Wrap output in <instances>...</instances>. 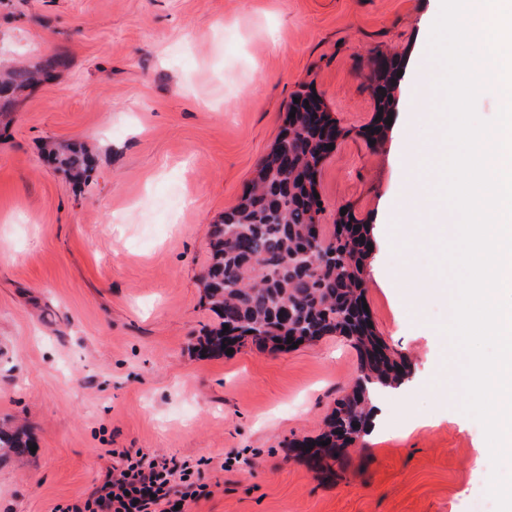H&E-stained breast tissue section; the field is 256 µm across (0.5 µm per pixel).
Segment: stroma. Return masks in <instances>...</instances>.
<instances>
[{"instance_id": "obj_1", "label": "stroma", "mask_w": 512, "mask_h": 512, "mask_svg": "<svg viewBox=\"0 0 512 512\" xmlns=\"http://www.w3.org/2000/svg\"><path fill=\"white\" fill-rule=\"evenodd\" d=\"M434 0H0V68L67 58L0 128V425L36 448L0 460V512H56L111 473L116 449L196 464L210 494L187 512H466L489 459L461 409L463 358L419 296L432 244L394 249L390 223L432 222L422 179L402 193L404 142L436 126L420 84L442 68L417 34ZM378 55L404 58L386 140L357 132ZM312 89L351 134L318 179L321 222L370 224L367 303L413 376L380 400L381 426L325 477L288 444L320 434L358 375L346 338L205 357L208 231L274 144L292 95ZM91 144L76 185L51 141Z\"/></svg>"}]
</instances>
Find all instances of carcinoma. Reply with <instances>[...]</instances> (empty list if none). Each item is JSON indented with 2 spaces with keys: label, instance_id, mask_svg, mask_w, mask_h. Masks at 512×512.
<instances>
[{
  "label": "carcinoma",
  "instance_id": "1",
  "mask_svg": "<svg viewBox=\"0 0 512 512\" xmlns=\"http://www.w3.org/2000/svg\"><path fill=\"white\" fill-rule=\"evenodd\" d=\"M376 61L370 82L381 118L358 136L378 146L390 129L386 120L395 111L397 72L404 60L382 56ZM65 65V56L55 54L35 66L1 71L0 117L9 113L21 91ZM295 97L299 102L289 103L296 108L295 117L285 116L251 188L212 226L203 292L220 323L200 347L216 357L248 343L263 350L289 349L299 340L313 344L326 336L346 337L357 351L360 375L338 399L321 434L289 443L292 452L309 449L303 460L330 476L331 463L343 459L346 449L372 428L374 399L410 381V363L371 328L370 313L363 309L373 252L371 225L350 218L352 210L345 205V213H336L333 234L322 232L317 180L332 153L327 145L338 144L350 131L338 125L315 93L298 91ZM50 155L75 181L88 178L96 165V156L82 144L61 145ZM28 448L26 434L0 429V452L22 455Z\"/></svg>",
  "mask_w": 512,
  "mask_h": 512
}]
</instances>
